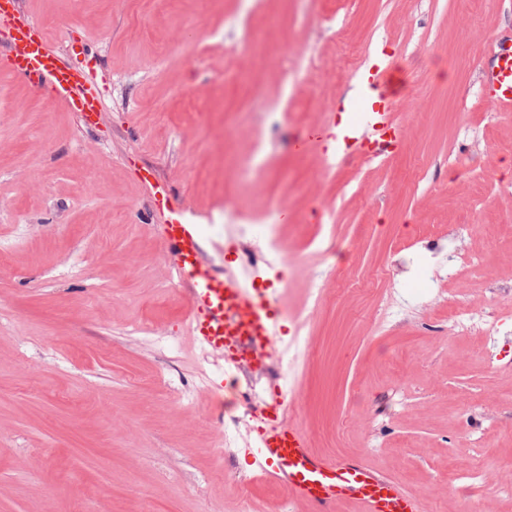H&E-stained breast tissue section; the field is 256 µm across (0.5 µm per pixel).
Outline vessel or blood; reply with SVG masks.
Wrapping results in <instances>:
<instances>
[{"label": "vessel or blood", "instance_id": "obj_1", "mask_svg": "<svg viewBox=\"0 0 512 512\" xmlns=\"http://www.w3.org/2000/svg\"><path fill=\"white\" fill-rule=\"evenodd\" d=\"M12 30L8 55L11 72L23 86L51 88L82 120L101 109L94 77L63 63L47 46L42 29L15 16L14 0H0V22ZM492 73L500 104L512 108V45L498 43ZM384 73L373 67L359 72V93L347 110L341 142L348 149L375 156L395 142L398 130L390 119L391 103L378 86ZM164 216L162 233L177 256V276L190 292V316L202 349L224 354L226 363L259 360L277 333L281 310L258 298L256 288L236 277H220L201 259L197 225L185 223L170 200L172 190L150 182ZM283 398H275L273 414L258 431L248 453L258 471L287 484L292 496L327 512L337 499L360 505L362 512H420V501L382 473L359 463L340 462L314 454L302 428L288 419Z\"/></svg>", "mask_w": 512, "mask_h": 512}]
</instances>
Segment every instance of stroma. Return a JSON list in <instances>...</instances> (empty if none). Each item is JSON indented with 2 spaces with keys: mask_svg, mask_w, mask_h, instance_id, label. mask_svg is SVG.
<instances>
[{
  "mask_svg": "<svg viewBox=\"0 0 512 512\" xmlns=\"http://www.w3.org/2000/svg\"><path fill=\"white\" fill-rule=\"evenodd\" d=\"M17 11L96 75L103 110L87 125L22 87L0 28V512H315L243 451L247 405L285 389L316 455L423 512H512V110L489 82L512 0ZM380 46L395 152L297 153ZM145 172L194 215L204 261L283 296L263 370L195 341ZM228 201L278 224V262L260 231L225 230Z\"/></svg>",
  "mask_w": 512,
  "mask_h": 512,
  "instance_id": "1",
  "label": "stroma"
}]
</instances>
